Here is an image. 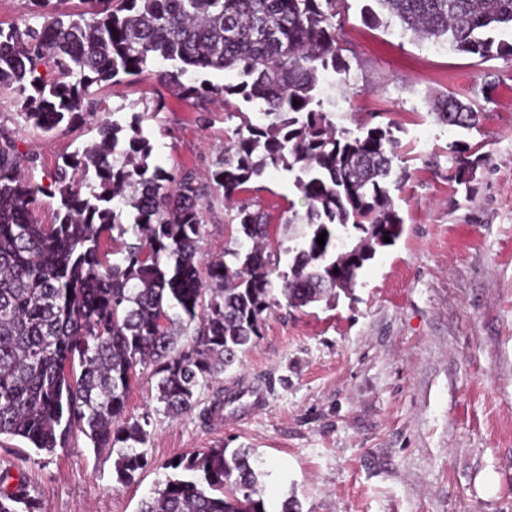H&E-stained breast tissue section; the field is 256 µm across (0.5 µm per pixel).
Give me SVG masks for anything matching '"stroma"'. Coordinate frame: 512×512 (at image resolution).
Instances as JSON below:
<instances>
[{"mask_svg":"<svg viewBox=\"0 0 512 512\" xmlns=\"http://www.w3.org/2000/svg\"><path fill=\"white\" fill-rule=\"evenodd\" d=\"M372 6L336 5L355 96L337 99L333 120L392 125L409 174L391 192L402 235L365 262L335 306L264 312L240 364L201 393L206 406L219 389L263 388L255 409L226 406L222 429L195 413L159 412L156 379L140 370L126 413L149 420L151 464L133 481L117 483L112 453L83 434L51 455L1 436L0 469L23 474L42 512H137L169 462L218 445L253 449L267 512L289 497L301 512H512V57L483 60L395 24L367 25ZM449 93L480 107L479 128L460 133L434 118L433 102ZM97 96L119 121L144 113L156 164L203 178L239 123L225 107L251 109L238 98H178L152 70ZM97 125L42 132L20 116L15 92L0 89V129L36 154L27 175L44 187L65 155L97 139ZM458 140L487 156L468 187L451 178ZM248 195L270 214L269 248L287 270L302 228L285 220L303 201L281 171L250 183ZM229 219L221 200L206 206L205 260L223 256Z\"/></svg>","mask_w":512,"mask_h":512,"instance_id":"1","label":"stroma"}]
</instances>
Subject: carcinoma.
Segmentation results:
<instances>
[{"mask_svg":"<svg viewBox=\"0 0 512 512\" xmlns=\"http://www.w3.org/2000/svg\"><path fill=\"white\" fill-rule=\"evenodd\" d=\"M28 2L41 22L0 26V87L17 92L21 115L45 133L101 109L92 87L150 66L168 67L164 78L185 100L239 97L259 114L255 122L229 113L240 124L207 183L192 169L174 176L155 164L143 115L100 122L99 139L54 172L53 224L32 219L45 192L25 177L36 157L0 132V436L51 455L76 429L112 450L124 483L149 465L140 448L149 422L126 415L137 367L153 369L163 412L190 414L261 335L263 313L280 305L268 217L240 198L246 185L287 171L305 201L304 212L288 214L306 227L300 247L288 271L276 273L286 305L298 309L355 288L364 263L400 237L391 187L408 171L390 127H338L336 98L322 96L330 74L344 94L351 90L336 47V0H81L80 13L60 11L66 0ZM376 2V26L396 19L423 41L481 59L512 57V0ZM224 71L240 81L207 79ZM433 115L457 131L483 119L450 93ZM453 159L452 178L468 186L484 155L458 141ZM213 193L232 212L237 237L203 277V202ZM339 226L356 235L342 237ZM169 468L139 512H267L263 472L245 448H205ZM0 512H40L8 469H0Z\"/></svg>","mask_w":512,"mask_h":512,"instance_id":"1","label":"carcinoma"}]
</instances>
